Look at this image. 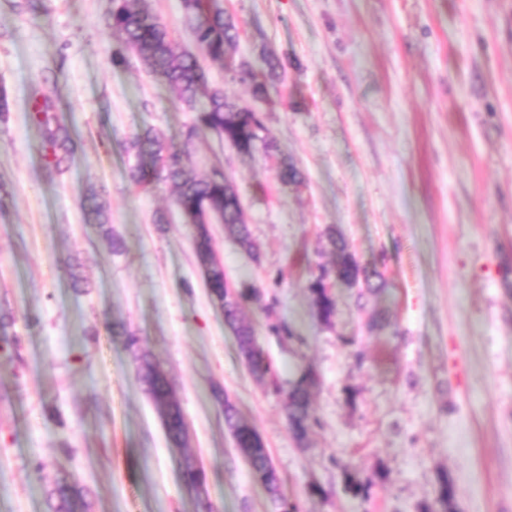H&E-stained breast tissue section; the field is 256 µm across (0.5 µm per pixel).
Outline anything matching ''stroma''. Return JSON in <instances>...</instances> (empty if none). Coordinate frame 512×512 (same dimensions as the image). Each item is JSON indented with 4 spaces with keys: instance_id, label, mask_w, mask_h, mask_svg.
<instances>
[{
    "instance_id": "1",
    "label": "stroma",
    "mask_w": 512,
    "mask_h": 512,
    "mask_svg": "<svg viewBox=\"0 0 512 512\" xmlns=\"http://www.w3.org/2000/svg\"><path fill=\"white\" fill-rule=\"evenodd\" d=\"M239 29L233 60L285 70L266 100L201 57L209 88L255 109L276 149L239 155L188 138L193 112L106 24L112 0H0V512H50L58 482L77 512H271L224 427L231 401L262 436L298 512H423L440 474L457 512H512V0H212ZM178 50L195 51L182 0H147ZM78 134L50 175L34 94ZM185 151L198 175L237 186L257 256L221 224L215 256L241 317L283 388L247 369L197 261L194 229L169 183L142 190L124 147L145 128ZM302 170L282 184L281 160ZM103 192L108 226L83 199ZM334 231L381 291L333 286L331 324L307 289L331 267ZM120 248H113V240ZM273 311H265L267 302ZM385 326L370 329L373 316ZM286 322L294 339L270 324ZM166 371L189 426L173 447L112 325ZM319 383L298 444L286 387ZM204 466L205 496L180 461ZM371 482L345 492L340 464Z\"/></svg>"
}]
</instances>
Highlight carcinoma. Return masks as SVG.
Returning <instances> with one entry per match:
<instances>
[{
    "label": "carcinoma",
    "instance_id": "1",
    "mask_svg": "<svg viewBox=\"0 0 512 512\" xmlns=\"http://www.w3.org/2000/svg\"><path fill=\"white\" fill-rule=\"evenodd\" d=\"M144 2L146 0H112L107 25L121 35L126 48L132 50L147 68L161 75L171 92L195 112L188 138L212 133L237 153L248 156L260 147L266 152L274 150L275 145L266 135L261 113L229 101L221 89L210 91L206 101L199 102V94L205 86L204 71L194 56L176 50L166 25L143 7ZM182 5L195 40L207 56L223 63L233 76L243 81L250 80L255 98H267L268 82L280 78L284 70L282 62L275 56L264 57L266 75L262 81L251 70L235 67L229 54L238 39L234 19L224 15L220 9H211L209 0H182ZM32 119L41 131L47 168L62 172L77 147L74 131L48 112L46 104L36 109ZM128 152L137 158V162L129 167V178L134 185L147 187L157 181H164L175 188V203L195 229L198 261L202 265H210L206 282L211 296L224 312V323L238 338L240 355L258 380H272L271 362L258 344L254 329L240 319L241 301L248 297L256 299L258 293L250 289L236 291L228 286L224 269L212 251L206 225V213L219 216L224 230L253 256H258L237 186L223 174L204 178L197 176L183 164L182 152L175 149L161 131L152 127L133 137ZM278 178L283 184H296L303 180V175L295 165L284 161L279 166ZM84 207L97 223L107 222L102 195L98 190L88 192L84 198ZM327 240L334 254L333 266L330 269L320 268L319 274L311 278L307 285L316 317L324 324L331 323L336 314V301L327 283L328 279L351 283L367 292H373L381 286L377 270L361 264L344 239L330 230ZM112 334L125 337L127 346L132 350L138 380L159 413L170 442L176 447L183 446L188 438L186 421L163 367L147 354L138 351V337L124 323H113ZM316 385L317 375L308 369L288 390V426L300 444L305 441L310 429L311 391ZM224 426L248 462L254 478L265 486L273 512H295V507L280 493L281 478L272 464L263 438L254 426L239 415L235 405L227 398L224 399ZM339 468L343 474L345 490L355 498L368 500L372 484L359 481L346 464L339 465ZM181 477L184 483L197 488V493L205 492L207 472L194 457H183ZM77 493L76 486L71 483L58 484L50 493V497L58 500L57 505L51 507V512H69L70 500ZM455 496L453 481L448 475H443L437 490L439 512H455Z\"/></svg>",
    "mask_w": 512,
    "mask_h": 512
}]
</instances>
